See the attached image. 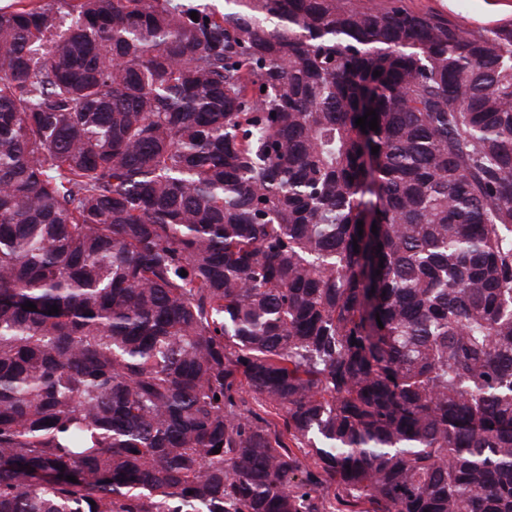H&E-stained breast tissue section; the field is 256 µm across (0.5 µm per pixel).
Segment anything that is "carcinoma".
I'll list each match as a JSON object with an SVG mask.
<instances>
[{
	"label": "carcinoma",
	"instance_id": "cac0c4a2",
	"mask_svg": "<svg viewBox=\"0 0 512 512\" xmlns=\"http://www.w3.org/2000/svg\"><path fill=\"white\" fill-rule=\"evenodd\" d=\"M327 480L512 512V25L0 12V512H327Z\"/></svg>",
	"mask_w": 512,
	"mask_h": 512
}]
</instances>
